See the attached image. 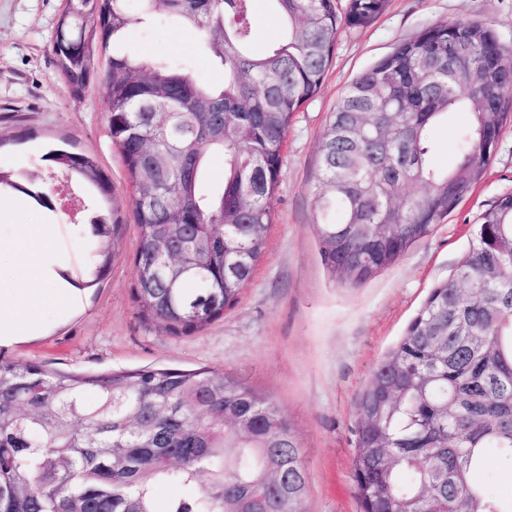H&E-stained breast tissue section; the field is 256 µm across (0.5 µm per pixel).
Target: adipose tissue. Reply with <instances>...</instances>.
<instances>
[{"instance_id":"1","label":"adipose tissue","mask_w":512,"mask_h":512,"mask_svg":"<svg viewBox=\"0 0 512 512\" xmlns=\"http://www.w3.org/2000/svg\"><path fill=\"white\" fill-rule=\"evenodd\" d=\"M52 224H25L13 244L20 266L0 272V346L40 335L41 310L48 305L76 308L81 291L69 275L66 255L49 252L45 244L55 232Z\"/></svg>"}]
</instances>
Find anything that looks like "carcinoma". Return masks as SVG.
<instances>
[{"mask_svg":"<svg viewBox=\"0 0 512 512\" xmlns=\"http://www.w3.org/2000/svg\"><path fill=\"white\" fill-rule=\"evenodd\" d=\"M127 2L70 0L54 54L79 97L92 40L112 48L103 87L128 180L137 193L164 178L181 186L135 207L132 297L143 320L187 336L238 302L266 248L295 113L320 91L339 29L369 24L385 0H348L342 14L336 0H268L284 34L260 54L249 49L253 0H137L135 13ZM155 18L196 30L224 84L182 63L150 68L125 50L129 29ZM511 88L512 54L472 21L425 27L346 87L320 145L317 232L333 279L367 282L457 208L512 120ZM486 99L499 104L493 119ZM459 111L471 123L452 166L437 168L428 131ZM146 137L166 172L141 154ZM217 153L225 175L214 185ZM45 160L110 192L84 154L52 149ZM92 224L112 247L101 274L124 225L103 215ZM165 245L185 246L183 265L165 267ZM244 417L247 432L229 427ZM357 424L361 512H512V497L493 494L486 474L489 457L512 458V195L483 212L454 273L378 364ZM165 485L192 492L161 503ZM307 490L287 417L222 371L88 375L0 355V512H301Z\"/></svg>","mask_w":512,"mask_h":512,"instance_id":"obj_1","label":"carcinoma"}]
</instances>
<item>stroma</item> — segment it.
Listing matches in <instances>:
<instances>
[{
  "mask_svg": "<svg viewBox=\"0 0 512 512\" xmlns=\"http://www.w3.org/2000/svg\"><path fill=\"white\" fill-rule=\"evenodd\" d=\"M64 7L65 0H0V173L13 180L38 173L53 202L47 209L0 188V243L12 244L20 225L56 224L51 250L66 252L84 271L100 262V242L80 230L93 212L116 214L126 230L119 256L88 287L80 310L43 308L46 334L7 347L6 355L87 373L159 365L223 370L270 396L292 423L309 482L304 512H360L351 477L357 398L430 290L453 273L480 215L512 194V124L458 207L400 261L358 286L334 282L322 262L315 231L319 145L347 85L428 25L482 22L512 53V0H387L371 23L341 28L320 92L288 129L262 258L234 307L181 337L143 321L133 302L135 192L108 127V54L93 44L94 69L82 96L73 97L53 52ZM198 42L197 33L161 22L134 26L127 49L148 65L183 62L200 79L222 83V68L199 53ZM57 147L91 157L110 180L109 196L45 160Z\"/></svg>",
  "mask_w": 512,
  "mask_h": 512,
  "instance_id": "obj_1",
  "label": "stroma"
}]
</instances>
